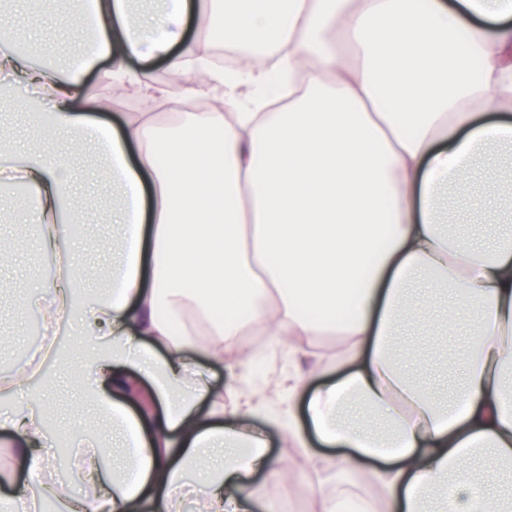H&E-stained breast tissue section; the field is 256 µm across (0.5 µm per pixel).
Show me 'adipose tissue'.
I'll use <instances>...</instances> for the list:
<instances>
[{
	"instance_id": "1",
	"label": "adipose tissue",
	"mask_w": 512,
	"mask_h": 512,
	"mask_svg": "<svg viewBox=\"0 0 512 512\" xmlns=\"http://www.w3.org/2000/svg\"><path fill=\"white\" fill-rule=\"evenodd\" d=\"M66 29L97 38L67 72L15 49L27 30L0 21V70L22 75L34 137L0 183L34 188L37 238L57 258L51 304L26 307L49 327L77 331L47 354L94 372L83 430L84 486L52 479L56 455L39 366L0 374V396L25 409L0 419L17 462L0 512H179L199 488L201 512H252L282 480L257 403L224 409L200 366L235 368L247 309L289 350L342 336L349 376L308 389L293 378L292 442L346 449L347 474L381 487L355 512H512V243L452 236L455 194L475 169L512 150V0H184L134 18L130 0H90ZM246 50L225 72L189 68L214 37ZM163 61L186 78L183 100L224 93L225 111L123 112L85 90L97 61L117 92L129 59ZM95 146L108 164L118 248L108 286L89 297L83 261L64 234L70 181L61 140ZM456 306L434 335L470 325L464 373L437 398L423 372L400 370L393 345L405 316L428 326L442 289ZM223 317H215L216 307ZM430 326V325H429ZM209 398L208 414L198 403ZM122 449L124 465L97 462Z\"/></svg>"
}]
</instances>
